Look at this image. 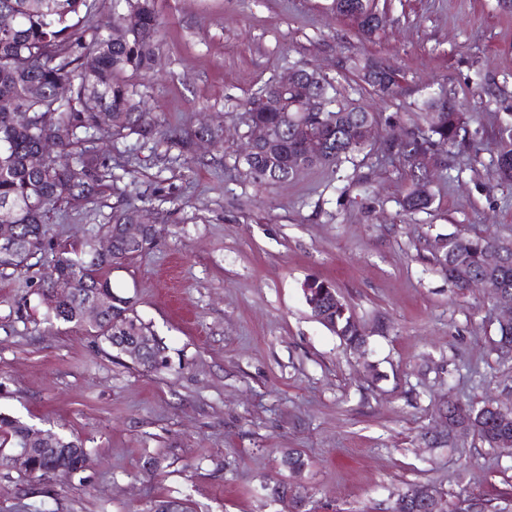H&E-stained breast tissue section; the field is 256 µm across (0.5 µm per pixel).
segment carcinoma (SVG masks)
<instances>
[{
    "instance_id": "cac0c4a2",
    "label": "carcinoma",
    "mask_w": 512,
    "mask_h": 512,
    "mask_svg": "<svg viewBox=\"0 0 512 512\" xmlns=\"http://www.w3.org/2000/svg\"><path fill=\"white\" fill-rule=\"evenodd\" d=\"M329 9L337 17L357 25L364 36L382 30L389 21L378 0H331ZM113 21L99 22L98 0H0V17L12 18L11 26H0V225L9 228L12 246L0 249V268L17 271L41 253L48 239L50 214L68 205L102 202L119 177L112 164L102 159L93 146L94 133L102 127L117 138L136 135L144 141L165 138L190 152L202 137L221 147L219 126H201L180 135L163 133L156 118L134 100V93L122 75L152 68L159 48L163 22L153 0H112ZM351 67L365 83L382 95L393 98L400 91V74L394 68L366 72V63L353 59ZM326 97L321 112L306 111L305 98L315 92ZM251 120L266 126L274 145L256 147L242 156L247 175L260 187L286 181L296 170L317 165L338 166L352 160L367 145L361 128L377 123L366 109L355 110L337 103L334 85L317 75L314 82L298 81L288 87L277 84L260 88L246 102ZM53 114L52 121L45 115ZM422 124L408 132V138L391 137L384 142V154L408 172L410 189L400 202L402 211L415 213L429 209L433 194L418 191L424 174L412 159L435 145L457 146L475 115L455 105L444 92H435L423 101ZM307 128L316 144L302 147L293 129ZM51 139L58 155L34 166L30 157L42 142ZM499 179L512 183V124L502 127L493 139ZM143 210L125 202L112 207L105 225L112 245L102 254L94 239L81 248L63 247L52 255L38 288L47 318L72 324L102 338L119 355H126L127 343L138 339L143 347L133 364L155 371L166 364L165 347L133 314L129 298L116 294L105 270L131 261L152 249L161 236L155 224L147 227L141 244H131L119 226L141 220ZM445 251L437 257L441 271L457 288L472 279L491 278L501 291L512 295V239H488L462 233L446 236ZM500 246L499 261L486 264L485 253ZM304 297L319 322L346 344L365 343L355 321L336 289L324 281L304 285ZM100 307L94 320L85 316V306ZM448 425H463L491 448H512V410L492 401L479 406L448 400ZM42 429L0 414V468L12 467V455L31 449L29 466L23 473L32 478L69 479L81 471L83 442L65 435L45 443L38 437ZM281 466L298 475L307 466L304 455L290 449L281 457ZM395 507L400 512H432L415 502L412 491L399 494Z\"/></svg>"
}]
</instances>
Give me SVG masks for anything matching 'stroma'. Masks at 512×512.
<instances>
[{
  "label": "stroma",
  "mask_w": 512,
  "mask_h": 512,
  "mask_svg": "<svg viewBox=\"0 0 512 512\" xmlns=\"http://www.w3.org/2000/svg\"><path fill=\"white\" fill-rule=\"evenodd\" d=\"M329 4L156 0L160 49L152 71L128 81L170 133L219 125L223 146H198L189 162L166 142L100 131L103 153L125 161L120 191L58 210L49 236L55 246L103 237L121 199L163 228L108 276L168 366L142 371L101 338L49 322L37 288L50 253L0 269V414L89 450L65 482L0 469V512H146L165 497L190 512H284L266 489L293 482L307 512H391L410 487L436 491L444 512H512V450L467 432L433 442L449 395L512 407V355L497 344L507 310L482 289L459 292L435 251L454 232L512 238V184L489 147L512 117V10L386 0L391 22L367 38ZM354 57L399 70L398 97L362 82ZM298 63L377 112L379 138L410 130L440 90L476 114L433 176L428 211L402 212L410 182L378 143L267 189L252 182L238 162L243 104ZM484 73L493 92L481 97ZM313 279L338 289L362 347L312 317L302 288ZM291 448L310 460L295 477L279 466Z\"/></svg>",
  "instance_id": "stroma-1"
}]
</instances>
